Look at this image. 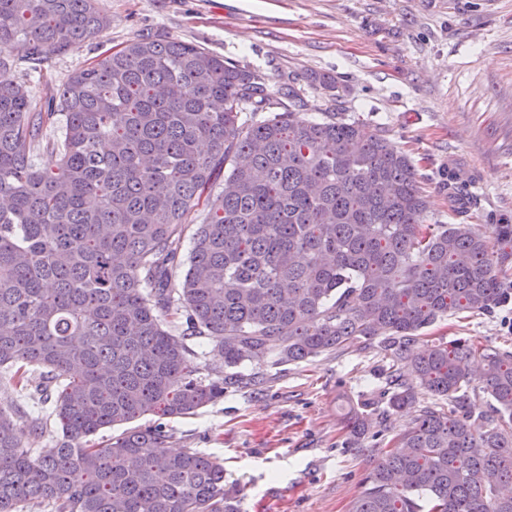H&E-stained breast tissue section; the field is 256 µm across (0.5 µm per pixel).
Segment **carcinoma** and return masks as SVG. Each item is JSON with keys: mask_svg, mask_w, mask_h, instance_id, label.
I'll return each mask as SVG.
<instances>
[{"mask_svg": "<svg viewBox=\"0 0 512 512\" xmlns=\"http://www.w3.org/2000/svg\"><path fill=\"white\" fill-rule=\"evenodd\" d=\"M109 24L98 0H0V66L22 45L35 70ZM300 107L291 83L275 95L255 71L151 37L74 72L44 110L25 84L0 83V367L15 388L41 370L37 393L61 430L36 455L0 406V512H236L224 465L169 451L160 423L88 444L261 384L259 372L202 375L192 336L226 368L379 338L390 381L349 417L352 444L419 406L421 389L452 407L420 406L378 449L350 512H512V351L460 338L413 352L439 318L512 301V224L488 238L423 223L406 154L361 122ZM40 151L54 163L36 166ZM475 382L493 401L481 433Z\"/></svg>", "mask_w": 512, "mask_h": 512, "instance_id": "cac0c4a2", "label": "carcinoma"}]
</instances>
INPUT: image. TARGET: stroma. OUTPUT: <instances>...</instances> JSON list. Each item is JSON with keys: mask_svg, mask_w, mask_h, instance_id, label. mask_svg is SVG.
I'll return each mask as SVG.
<instances>
[{"mask_svg": "<svg viewBox=\"0 0 512 512\" xmlns=\"http://www.w3.org/2000/svg\"><path fill=\"white\" fill-rule=\"evenodd\" d=\"M110 27L52 57L37 73L0 71L26 83L34 104L76 70L139 35L199 45L266 75L270 91L293 82L306 118L336 111L381 128L413 161L428 224H512V0H100ZM331 74L329 93L310 82ZM466 187L448 199V176ZM468 339L512 348V302L461 313L428 328L417 350ZM378 341H359L310 362L247 361L258 389L229 387L222 400L167 420L168 448L224 464L239 512H349L372 467L370 443L348 445L344 417L381 384Z\"/></svg>", "mask_w": 512, "mask_h": 512, "instance_id": "stroma-1", "label": "stroma"}]
</instances>
